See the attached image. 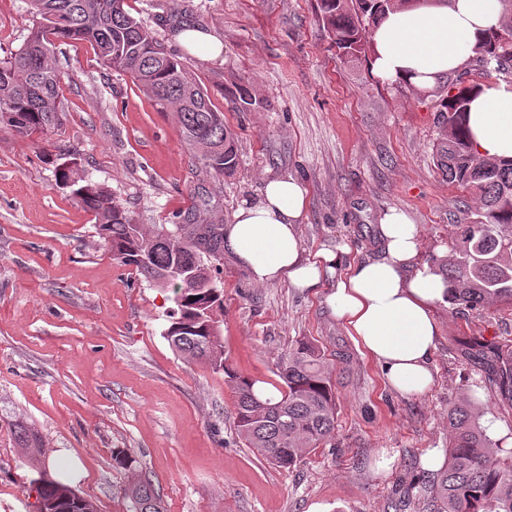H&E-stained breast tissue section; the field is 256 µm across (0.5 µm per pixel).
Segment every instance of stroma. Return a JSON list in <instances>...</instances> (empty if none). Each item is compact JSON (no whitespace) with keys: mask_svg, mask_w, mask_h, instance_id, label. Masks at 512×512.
I'll return each mask as SVG.
<instances>
[{"mask_svg":"<svg viewBox=\"0 0 512 512\" xmlns=\"http://www.w3.org/2000/svg\"><path fill=\"white\" fill-rule=\"evenodd\" d=\"M131 13L170 41L190 23L219 36L220 60L175 47L234 132L240 164L221 181V216L256 200L268 179L307 190L305 250L372 253L389 208L422 230L420 259L448 257L458 225L479 204L436 167L438 99L377 78L367 59L338 52L317 0H128ZM32 26L27 0H0V59ZM65 110L59 131L20 138L0 123V512H39L34 471L12 423L32 424L48 472L97 512H131L130 483L151 480L165 512H422L428 450L448 445V408L475 395L491 439L512 444V408L488 381L473 339L512 346V303L478 310L440 305L435 382L418 397L385 383L325 302L333 284L300 291L259 285L225 255L220 338L229 366L277 390L278 364L296 340L321 347L332 367L336 428L294 468L270 465L239 439L223 373L183 359L166 338L173 292L99 247L94 215L57 179L76 156L137 224H170L192 204L203 173L174 113L161 111L95 47L60 45ZM246 86L260 104L231 101ZM124 452L127 466L112 455Z\"/></svg>","mask_w":512,"mask_h":512,"instance_id":"35a3bbf8","label":"stroma"}]
</instances>
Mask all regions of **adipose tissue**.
<instances>
[{
	"label": "adipose tissue",
	"instance_id": "ef3b65f1",
	"mask_svg": "<svg viewBox=\"0 0 512 512\" xmlns=\"http://www.w3.org/2000/svg\"><path fill=\"white\" fill-rule=\"evenodd\" d=\"M503 24L501 0H426L395 8L371 32L373 70L382 79L427 90L464 69ZM467 126L478 153L512 157V87L484 89L469 106ZM305 208L306 191L296 180H268L261 198L237 208L224 243L258 284L306 289L335 275L327 303L349 336L384 369L391 390L425 394L434 381L439 339L433 310L447 303L448 284L435 265L418 260L419 225L403 210L389 209L378 226V255L346 265L340 246L306 254L298 230Z\"/></svg>",
	"mask_w": 512,
	"mask_h": 512
}]
</instances>
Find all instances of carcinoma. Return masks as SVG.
<instances>
[{
    "mask_svg": "<svg viewBox=\"0 0 512 512\" xmlns=\"http://www.w3.org/2000/svg\"><path fill=\"white\" fill-rule=\"evenodd\" d=\"M417 0H318V20L346 56L371 52L368 32L388 9ZM33 27L23 49L0 60V122L19 136L60 129L63 105L56 65L57 44L87 40L101 64L130 74L134 83L161 108L177 117L181 135L196 151L201 171L211 177L238 166L235 134L224 123L206 89L187 71L125 0H30ZM512 26L492 33L478 50L476 62L486 73L512 74ZM479 83L452 86L438 109L439 138L434 145L437 168L448 181L475 195L484 220L460 224L455 258L440 262L448 282V301L476 310L492 301L512 302V159L489 158L474 150L466 134V114ZM58 179L97 220L101 247L113 259L133 266L157 285L171 288L176 309L167 338L174 350L211 369L222 371L235 394L239 438L279 468L293 467L304 455L326 444L335 431L336 394L325 352L300 339L279 365L284 387L277 397H262L256 381L232 370L224 358L216 311L222 309L217 285L224 259V224L214 217L221 207L220 188L202 180L193 204L176 224H135L112 191L64 163ZM184 267L200 284L188 287L174 277ZM491 353V376L502 402L512 407V350L483 344ZM26 458L37 473L40 512H95L92 503L65 483L49 477L44 441L23 419L13 423ZM134 512H164L147 480L128 491ZM424 512H512V451L500 447L480 423L469 399L448 409V457L429 480Z\"/></svg>",
    "mask_w": 512,
    "mask_h": 512,
    "instance_id": "carcinoma-1",
    "label": "carcinoma"
}]
</instances>
